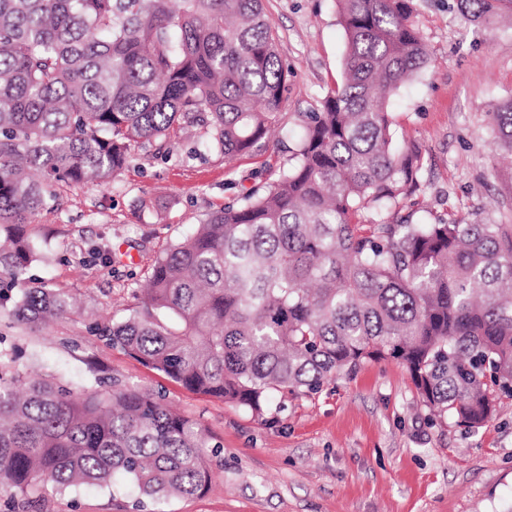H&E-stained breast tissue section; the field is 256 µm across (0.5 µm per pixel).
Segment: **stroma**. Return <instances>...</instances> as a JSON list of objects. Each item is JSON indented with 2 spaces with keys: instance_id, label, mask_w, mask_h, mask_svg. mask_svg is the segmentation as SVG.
<instances>
[{
  "instance_id": "35a3bbf8",
  "label": "stroma",
  "mask_w": 512,
  "mask_h": 512,
  "mask_svg": "<svg viewBox=\"0 0 512 512\" xmlns=\"http://www.w3.org/2000/svg\"><path fill=\"white\" fill-rule=\"evenodd\" d=\"M279 34L288 79L280 123L257 156H189L131 166L100 187L64 186L58 210L40 216L43 256L28 274L76 294L102 323L129 317L155 259L203 214L292 162L296 117L317 111L340 81L345 50L336 0H263ZM428 64L392 95L398 138L425 156L418 200L434 214L485 224L512 218V159L493 157L489 104L512 100V23L486 30L456 0H412ZM19 364L76 384L117 377L208 428L224 469L199 496L163 512H512V400L479 431L430 420L402 364L367 360L320 393L290 396L277 416L191 392L90 335L82 320L45 328L0 319ZM139 493L82 486L35 505L0 500V512H137Z\"/></svg>"
}]
</instances>
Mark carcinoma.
I'll return each mask as SVG.
<instances>
[{"label":"carcinoma","mask_w":512,"mask_h":512,"mask_svg":"<svg viewBox=\"0 0 512 512\" xmlns=\"http://www.w3.org/2000/svg\"><path fill=\"white\" fill-rule=\"evenodd\" d=\"M343 74L298 115L295 162L209 210L154 262L123 322L86 330L187 390L262 416L365 360L406 367L433 419L478 430L512 400V223L384 217L421 190L389 97L428 62L410 0H337ZM488 27L512 0H457ZM261 0H0V313L80 316L23 278L61 184L106 185L171 145L257 155L292 69ZM512 154V101L489 106ZM221 444L133 386L0 370V493L34 503L122 481L204 493Z\"/></svg>","instance_id":"obj_1"}]
</instances>
